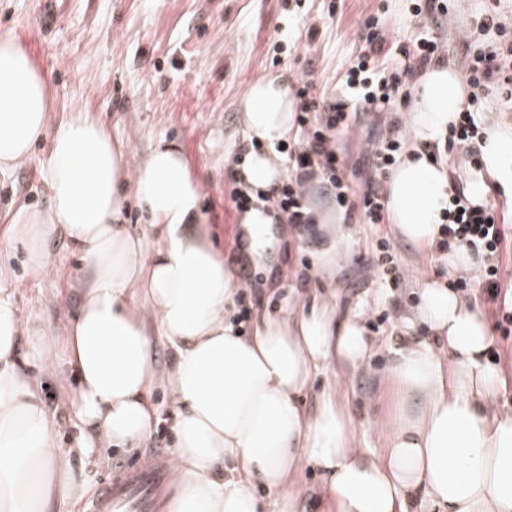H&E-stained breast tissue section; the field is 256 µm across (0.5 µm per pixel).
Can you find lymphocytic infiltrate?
<instances>
[{"instance_id": "f902f5d3", "label": "lymphocytic infiltrate", "mask_w": 512, "mask_h": 512, "mask_svg": "<svg viewBox=\"0 0 512 512\" xmlns=\"http://www.w3.org/2000/svg\"><path fill=\"white\" fill-rule=\"evenodd\" d=\"M481 30H495L498 39L487 45L476 44L473 37L461 35V64L469 74L471 92L462 109L459 123L450 129L449 140L461 145H475L481 140L482 113L488 94L512 100V22L497 6L485 9L480 17ZM360 50L345 75L346 100L310 97L312 81L308 74L298 78L299 96L304 102L297 118L299 137L304 150L293 161L286 182L271 196L270 202L295 226H306L311 219L306 213L310 185L325 182L343 215L344 221L364 220L368 224L383 223L385 205L381 181L395 165L402 144V118L391 120L377 143L363 154L370 176L362 192H354L346 169L336 153L334 136L337 129L347 127L358 111L390 112L393 101L409 92L417 73L444 62L447 43L424 30L413 39L400 41L379 27L377 20L363 22ZM401 65H394L395 56ZM455 247L468 249L480 259L470 276L459 278L458 289L467 291L479 286L489 304L495 326L502 338L512 337V289L502 279L504 258L512 256V228L498 219L493 205H470L461 195H454L444 214L440 251Z\"/></svg>"}]
</instances>
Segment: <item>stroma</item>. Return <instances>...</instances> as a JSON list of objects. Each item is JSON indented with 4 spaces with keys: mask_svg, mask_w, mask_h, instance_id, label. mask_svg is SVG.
<instances>
[{
    "mask_svg": "<svg viewBox=\"0 0 512 512\" xmlns=\"http://www.w3.org/2000/svg\"><path fill=\"white\" fill-rule=\"evenodd\" d=\"M491 2L468 0L464 11L422 20L414 14L415 0H339L333 11L330 0H0V30H14L50 71L51 124L73 108L86 109L133 164L146 157L157 138L181 144L187 167L200 184L214 246L242 286L256 290L245 300L251 314L274 313L290 299L331 288L339 310L359 315L364 328L372 329L380 347L368 367L317 375L299 402L311 411L322 396L336 393L350 408L361 447L379 452L387 432L376 421L392 411L399 394L383 377L388 347L405 332L401 314L416 302V275L444 281L448 266L444 259L421 254L387 223L352 225L350 238L340 244L342 257L330 259L325 241L333 236L331 220L338 210L319 187L310 190L308 205L329 221L316 225L314 236L288 226L273 262L257 264L242 254L240 212L231 200L233 172L247 144L238 105L253 81L282 75L293 82L305 71L314 80L313 96L343 97L341 80L359 51L363 22L375 13L397 39L414 36L425 25L452 44L468 29L479 42H493L495 32L475 27L477 14ZM311 25L318 30L312 40L306 35ZM379 133L376 117L361 115L348 129L337 131L336 150L355 162ZM47 151V141H40L24 164L0 173V292L10 295L29 324L56 340L51 358L61 374L42 376L38 359L29 373L57 416L58 447L73 456V474L82 488L80 496L64 504V512H84L103 480L173 450L174 413L164 390L155 389L152 401L160 421L144 447L89 464L75 458L79 429L65 409L75 380L65 370L63 340L79 299L83 264L68 241L57 237L46 245L48 270L36 273L28 267L24 249L8 244L20 214L50 207L43 173ZM380 238L389 241L399 271L407 275L399 288L380 284L374 253ZM386 312L390 324H378V316Z\"/></svg>",
    "mask_w": 512,
    "mask_h": 512,
    "instance_id": "stroma-1",
    "label": "stroma"
}]
</instances>
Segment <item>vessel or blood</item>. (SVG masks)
Instances as JSON below:
<instances>
[{
  "label": "vessel or blood",
  "mask_w": 512,
  "mask_h": 512,
  "mask_svg": "<svg viewBox=\"0 0 512 512\" xmlns=\"http://www.w3.org/2000/svg\"><path fill=\"white\" fill-rule=\"evenodd\" d=\"M165 478L160 464L128 468L119 479L103 485L92 512H157L155 493Z\"/></svg>",
  "instance_id": "1"
}]
</instances>
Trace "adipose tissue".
Instances as JSON below:
<instances>
[{"instance_id":"ef3b65f1","label":"adipose tissue","mask_w":512,"mask_h":512,"mask_svg":"<svg viewBox=\"0 0 512 512\" xmlns=\"http://www.w3.org/2000/svg\"><path fill=\"white\" fill-rule=\"evenodd\" d=\"M50 77L13 32L0 33V172L24 163L42 140L47 212L24 213L12 236L28 265L46 270L44 247L65 237L85 263L65 346L76 386L68 399L79 455L146 442L159 412L151 395L165 377L175 411L173 489L168 512H263V486L276 512H295L300 464L318 469L325 512H512V411L496 399L501 374L475 301L446 283H418L407 327L424 325L390 350L387 375L400 389L380 418L382 454L358 447L347 404L328 394L317 410L298 398L320 372L355 370L375 343L359 321L340 316L336 296L259 315L250 332L233 321L240 284L210 240L200 185L177 142L157 140L130 165L105 127L75 110L49 125ZM465 102L461 74L429 69L417 81L406 124L415 142L443 140ZM297 101L282 77L248 86L239 102L255 148L237 166L250 199L239 217L243 249L270 258L280 214L268 203L285 177L275 144L295 128ZM481 165L455 180L446 163L406 152L386 184V211L401 238L432 252L453 194L484 204L505 188L512 213V120L491 116ZM133 183L147 223H124V183ZM32 338L35 352L23 350ZM172 362L159 373L156 342ZM51 339L0 294V512H54L75 497L72 459L58 449L55 415L24 370Z\"/></svg>"}]
</instances>
